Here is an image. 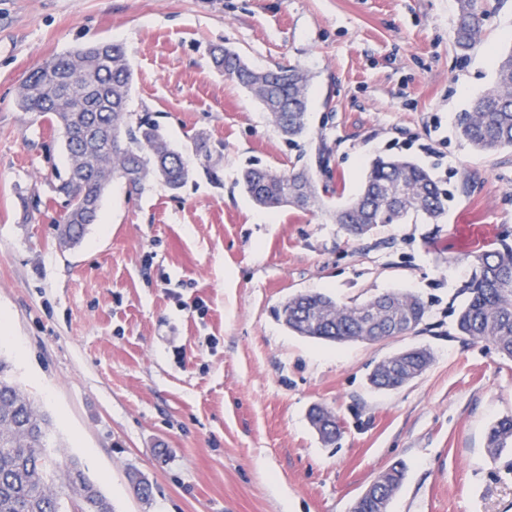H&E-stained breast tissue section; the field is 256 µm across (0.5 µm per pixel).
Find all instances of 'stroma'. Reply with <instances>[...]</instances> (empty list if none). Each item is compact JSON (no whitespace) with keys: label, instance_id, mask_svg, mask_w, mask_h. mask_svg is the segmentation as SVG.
I'll return each instance as SVG.
<instances>
[{"label":"stroma","instance_id":"35a3bbf8","mask_svg":"<svg viewBox=\"0 0 512 512\" xmlns=\"http://www.w3.org/2000/svg\"><path fill=\"white\" fill-rule=\"evenodd\" d=\"M488 4L464 58L456 0H0V310L21 344L0 356L114 512H348L399 462L388 512H512V451L486 450L489 427L512 416V359L454 328L467 254L512 243V150L476 152L457 126L495 82L490 53L512 47V0ZM98 41L127 51L131 111L186 155L205 137L221 181L198 168L176 192L113 181L69 248L62 134L16 97L45 60ZM214 45L257 69L308 71L298 144L213 68ZM323 144V208L262 223L241 170L312 165ZM378 156L428 169L448 195L443 216L348 238L330 212ZM392 290L418 296L426 316L384 341L326 343L275 315L299 292L359 305ZM412 347L433 354L422 375L370 385L375 365ZM316 406L335 415V442L312 426Z\"/></svg>","mask_w":512,"mask_h":512}]
</instances>
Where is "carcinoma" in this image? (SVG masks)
<instances>
[{"instance_id": "carcinoma-1", "label": "carcinoma", "mask_w": 512, "mask_h": 512, "mask_svg": "<svg viewBox=\"0 0 512 512\" xmlns=\"http://www.w3.org/2000/svg\"><path fill=\"white\" fill-rule=\"evenodd\" d=\"M453 43L461 53L481 43L488 9L484 0H457ZM214 66L236 79L264 107L272 125L288 141L306 128L309 73L298 67L259 70L227 47L213 46ZM493 88L477 98L458 118L461 137L477 152L512 149V49L494 59ZM133 83L124 47L102 41L59 54L34 69L22 82L18 106L47 116L63 133L68 170L59 191L67 210L59 221L58 238L75 246L87 227L97 221L100 199L116 178L140 193L154 181L176 191L192 171L189 159L170 147L160 124L129 111ZM199 165L215 182L211 152L203 138L195 144ZM239 184L260 207L311 210L321 205L318 184L307 167L283 172L271 167H247ZM445 211L442 190L429 171L402 157H379L367 170L360 194L336 210L333 218L347 235L360 239L378 224H398L411 213L432 220ZM471 276L463 286L466 300L458 309L459 335L489 344L512 359V244L468 256ZM287 327L301 335L333 343L357 341L363 330L381 341L414 332L426 308L414 294L393 291L348 306L321 292L298 293L282 306ZM432 355L425 348L402 350L378 363L371 384L395 390L420 375ZM311 419L329 442L338 427L336 417L316 406ZM51 417L40 409L12 375V365L0 357V512H112V504L75 457L60 459L48 452ZM487 448L498 456L512 448V416L491 425ZM404 478V467L393 466L371 484L361 508L373 510L389 501Z\"/></svg>"}]
</instances>
